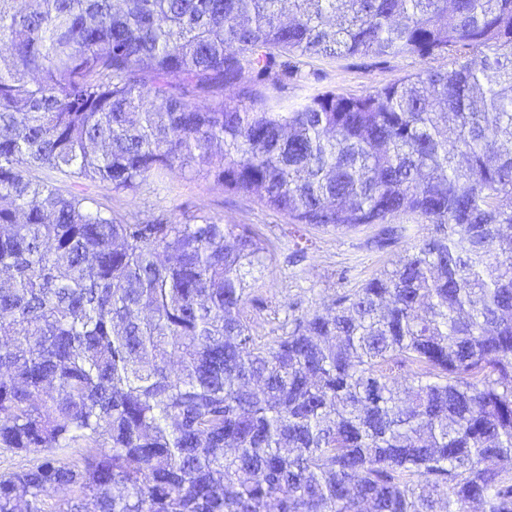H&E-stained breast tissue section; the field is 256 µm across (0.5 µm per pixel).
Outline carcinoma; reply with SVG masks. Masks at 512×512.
<instances>
[{"label":"carcinoma","instance_id":"carcinoma-1","mask_svg":"<svg viewBox=\"0 0 512 512\" xmlns=\"http://www.w3.org/2000/svg\"><path fill=\"white\" fill-rule=\"evenodd\" d=\"M397 55L438 66L261 90ZM503 139L512 0H0V449L36 457L0 512H512ZM39 170H187L291 224L432 232L265 339L248 225L104 211ZM304 61V79L267 85L262 88L265 94L283 106L296 107L318 92L359 96L436 66L431 60L408 55L388 58L382 63L363 58H308Z\"/></svg>","mask_w":512,"mask_h":512}]
</instances>
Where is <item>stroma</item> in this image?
<instances>
[{"instance_id":"1","label":"stroma","mask_w":512,"mask_h":512,"mask_svg":"<svg viewBox=\"0 0 512 512\" xmlns=\"http://www.w3.org/2000/svg\"><path fill=\"white\" fill-rule=\"evenodd\" d=\"M430 66V61L408 55L382 63L363 58H309L303 65L302 80L269 85L264 92L281 105L295 107L318 92L363 95ZM74 189L142 219L171 213L181 205L191 214L249 225L268 245L273 258L271 268L256 273L251 282L253 296L265 303L254 319V331L260 336L273 335L279 325L278 314L299 317L330 304L338 293L398 262L408 243L426 238L431 231L430 225L412 224L407 239L388 243L380 224L339 231L296 226L263 206L256 195L227 192L222 185L187 171L149 177L128 193L113 192L111 185L99 182L78 183Z\"/></svg>"}]
</instances>
